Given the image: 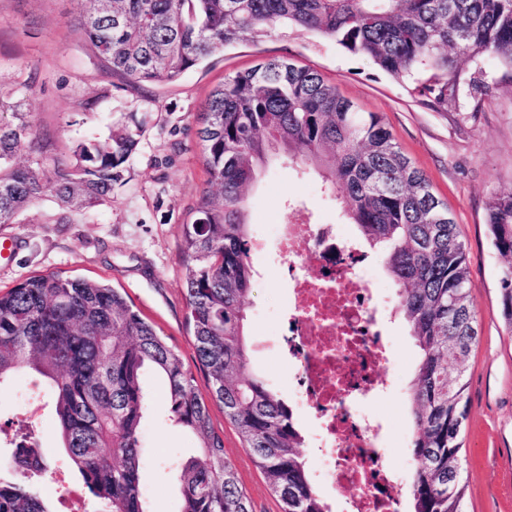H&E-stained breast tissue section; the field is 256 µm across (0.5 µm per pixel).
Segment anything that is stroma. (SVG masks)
<instances>
[{"mask_svg": "<svg viewBox=\"0 0 512 512\" xmlns=\"http://www.w3.org/2000/svg\"><path fill=\"white\" fill-rule=\"evenodd\" d=\"M79 13L77 0H0V100L20 103L34 119V143L16 161L46 167L76 141L123 128L136 132L138 145L121 167L110 202L70 214L62 224L60 209L45 198L15 223L0 224L1 237L20 240L17 251L0 257V288L49 271L106 280L128 295L187 366H194L180 244L182 228L207 187L197 131L208 95L225 75L271 57L314 69L363 111L382 118L454 215L466 249L479 331L465 372L467 418L460 453L464 510L512 512V328L499 298L506 262L493 247L487 225L491 199L512 191V68L488 54L476 55L462 67L454 101L440 110L414 92L413 81H395L335 42L291 31L225 47L176 81L134 88L100 60L82 31ZM476 75L484 82L478 91L471 85ZM92 100L96 109L86 111ZM290 200L310 203L313 221L342 224L357 235L356 225L347 223L337 201L323 193L313 170L279 161L270 164L247 195L253 234L274 239ZM272 260L269 254L252 258L260 271L246 300L253 345L279 334L288 303V285L275 276ZM385 326L396 348V361L385 374L398 378L400 389L378 398L374 411L389 426L388 463L408 472L413 427L407 388L419 350L396 311L387 312ZM144 384L151 397L140 437L149 460L142 475L144 496L150 512H180L171 469L196 457L197 440L172 421L164 387L154 373H146ZM27 419L40 425L43 455L65 467L50 409L37 383L23 376L0 389V428ZM212 419L224 434V449L253 512H279L264 475L223 413L213 411Z\"/></svg>", "mask_w": 512, "mask_h": 512, "instance_id": "1", "label": "stroma"}]
</instances>
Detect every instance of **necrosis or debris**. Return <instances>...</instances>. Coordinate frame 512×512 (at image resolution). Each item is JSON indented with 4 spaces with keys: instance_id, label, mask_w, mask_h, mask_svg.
Returning <instances> with one entry per match:
<instances>
[{
    "instance_id": "obj_1",
    "label": "necrosis or debris",
    "mask_w": 512,
    "mask_h": 512,
    "mask_svg": "<svg viewBox=\"0 0 512 512\" xmlns=\"http://www.w3.org/2000/svg\"><path fill=\"white\" fill-rule=\"evenodd\" d=\"M289 288L283 352L295 396L321 424L317 478L349 491L348 512H400L404 479L386 461L385 430L370 404L389 393L393 358L368 256L338 225L312 222L298 204L278 228Z\"/></svg>"
}]
</instances>
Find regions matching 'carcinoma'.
Masks as SVG:
<instances>
[{
	"label": "carcinoma",
	"mask_w": 512,
	"mask_h": 512,
	"mask_svg": "<svg viewBox=\"0 0 512 512\" xmlns=\"http://www.w3.org/2000/svg\"><path fill=\"white\" fill-rule=\"evenodd\" d=\"M83 30L129 84L171 82L224 46L296 28L331 39L396 79L430 77L415 92L437 108L454 97L458 63L488 53L512 68V0H79ZM197 136L210 190L184 225L185 297L196 360L209 397L169 345L118 289L59 272L0 290V387L22 374L48 387L64 452L84 489L107 512H148L139 437L147 411L142 378L166 381L175 424L197 438L199 457L173 468L180 512H252L212 412L224 414L280 512H330L302 454L292 409L250 366L245 300L255 272L247 193L275 159L302 158L357 226L385 248L396 310L420 356L407 399L413 423L408 512H464L460 440L464 373L477 342L465 246L448 205L373 112L318 72L269 59L212 89ZM33 143L31 114L0 101V224L43 197L68 210L109 200L135 133L77 142L51 169L13 164ZM487 224L508 265L502 313L512 329V192L495 197ZM18 425L5 442L13 477L0 478V512H52L32 491L54 471Z\"/></svg>",
	"instance_id": "carcinoma-1"
}]
</instances>
